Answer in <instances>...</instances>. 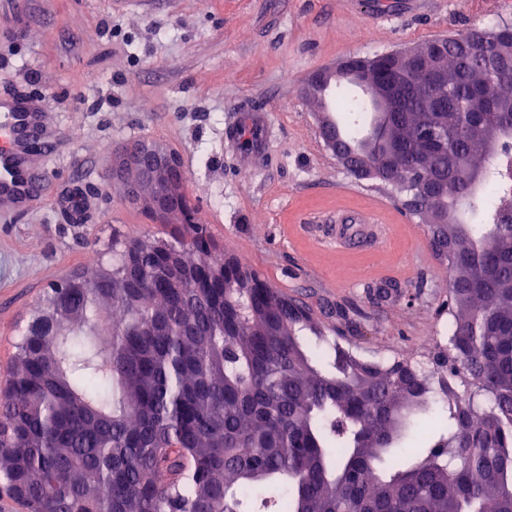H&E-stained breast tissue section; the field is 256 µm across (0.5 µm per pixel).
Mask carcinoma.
Wrapping results in <instances>:
<instances>
[{
    "mask_svg": "<svg viewBox=\"0 0 512 512\" xmlns=\"http://www.w3.org/2000/svg\"><path fill=\"white\" fill-rule=\"evenodd\" d=\"M511 60V39L446 38L448 94L404 81L366 161L399 194L425 156L448 206L483 215L433 224L431 194L412 210L456 281L463 392L411 361L358 362L256 274H214L205 225L180 224L177 259L131 237L112 242L111 271L50 288L0 385V494L27 512H512V201L491 208L512 139L490 154L471 137L512 126L497 108L512 107ZM361 63L384 81L395 66L345 61ZM333 110L348 142L372 112L347 96ZM484 169L473 200L467 177Z\"/></svg>",
    "mask_w": 512,
    "mask_h": 512,
    "instance_id": "obj_1",
    "label": "carcinoma"
}]
</instances>
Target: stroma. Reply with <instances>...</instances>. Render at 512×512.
Listing matches in <instances>:
<instances>
[{"label": "stroma", "mask_w": 512, "mask_h": 512, "mask_svg": "<svg viewBox=\"0 0 512 512\" xmlns=\"http://www.w3.org/2000/svg\"><path fill=\"white\" fill-rule=\"evenodd\" d=\"M501 22L512 0H0V94L46 104L66 143L41 207L0 214V375L52 283L111 263L130 227L172 232L112 177L131 142L177 153L217 254L307 304L356 358L442 362L448 273L427 226L336 159L306 83L349 57ZM340 206L379 207L384 243L322 246Z\"/></svg>", "instance_id": "obj_1"}]
</instances>
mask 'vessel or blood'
<instances>
[{"mask_svg": "<svg viewBox=\"0 0 512 512\" xmlns=\"http://www.w3.org/2000/svg\"><path fill=\"white\" fill-rule=\"evenodd\" d=\"M36 137L48 145L47 153L32 151ZM60 145L58 127L44 104L21 96L0 97V211L25 214L38 206L49 155ZM380 221L372 208L342 211L332 242L337 250H355L372 237Z\"/></svg>", "mask_w": 512, "mask_h": 512, "instance_id": "obj_1", "label": "vessel or blood"}]
</instances>
